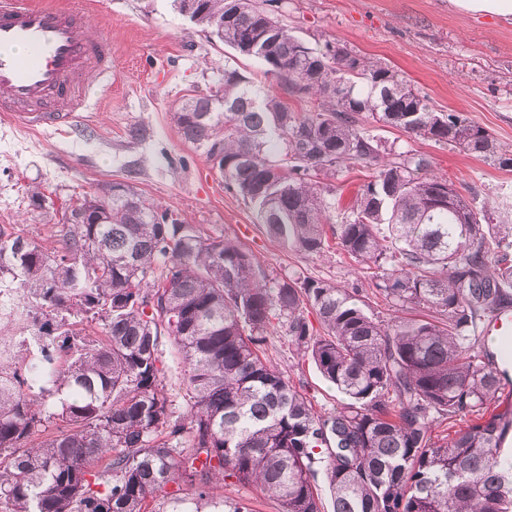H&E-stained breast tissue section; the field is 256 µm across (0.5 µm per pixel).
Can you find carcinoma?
<instances>
[{"label": "carcinoma", "mask_w": 512, "mask_h": 512, "mask_svg": "<svg viewBox=\"0 0 512 512\" xmlns=\"http://www.w3.org/2000/svg\"><path fill=\"white\" fill-rule=\"evenodd\" d=\"M278 3L197 0L191 20L317 105L297 113L226 68L220 90L185 99L173 123L272 238L305 253L329 246L316 177L374 169L332 236L361 268L383 269L377 288L394 305L434 317L387 327L354 288L271 283L238 243L202 237L127 182L67 206L51 249L1 225L0 295L14 305L0 332L34 330L0 354V512H146L176 481L196 502L175 512H247L214 493L229 480L282 512H321L320 467L334 512H512V459L501 455L512 407L490 410L509 373L494 357L506 353L476 347L482 319L512 301V207L479 214L427 156L386 158L359 116L501 168L512 154L435 111L397 70L308 46L274 16ZM306 305L323 334L310 333ZM282 318L347 397L336 413L315 411L261 356ZM89 322L103 336L86 335ZM164 337L185 364L182 415L165 391ZM458 419L464 428L435 434Z\"/></svg>", "instance_id": "1"}]
</instances>
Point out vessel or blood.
I'll use <instances>...</instances> for the list:
<instances>
[{
    "mask_svg": "<svg viewBox=\"0 0 512 512\" xmlns=\"http://www.w3.org/2000/svg\"><path fill=\"white\" fill-rule=\"evenodd\" d=\"M88 23L61 0H0V118L38 130L86 108L89 74L112 68L111 41L85 35ZM483 333L512 337V309L495 312Z\"/></svg>",
    "mask_w": 512,
    "mask_h": 512,
    "instance_id": "vessel-or-blood-1",
    "label": "vessel or blood"
}]
</instances>
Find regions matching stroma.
Segmentation results:
<instances>
[{
    "mask_svg": "<svg viewBox=\"0 0 512 512\" xmlns=\"http://www.w3.org/2000/svg\"><path fill=\"white\" fill-rule=\"evenodd\" d=\"M64 2L89 8L91 33L112 43V70L103 79L90 76L89 104L68 126L31 131L0 120V225L54 247L65 206L97 184L127 181L203 236L242 245L267 280L356 288L376 319L400 317L398 306L380 294L375 271L360 268L340 249L304 253L272 239L252 206L225 190L203 150L179 136L172 112L181 100L222 85L228 65L261 77L257 61L210 37L175 0ZM278 12L307 43L328 40L393 67L436 109L462 114L512 150L511 18L474 17L449 8L448 0H280ZM360 124L393 153L428 156L434 172L454 181L474 209L489 213L500 201L512 204V170L369 118ZM135 128L145 130L144 140L131 139ZM367 173L355 164L323 180L333 223H340ZM35 185L47 197L46 213L29 206ZM264 354L317 412L330 414L343 405L344 396L298 353L285 325L268 331ZM161 360L166 392L176 413H184L182 356L167 341Z\"/></svg>",
    "mask_w": 512,
    "mask_h": 512,
    "instance_id": "1",
    "label": "stroma"
}]
</instances>
